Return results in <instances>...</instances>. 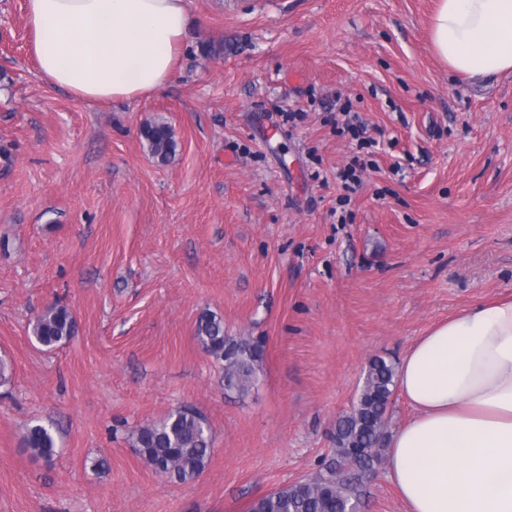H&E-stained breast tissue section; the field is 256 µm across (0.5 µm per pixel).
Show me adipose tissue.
Segmentation results:
<instances>
[{
    "mask_svg": "<svg viewBox=\"0 0 512 512\" xmlns=\"http://www.w3.org/2000/svg\"><path fill=\"white\" fill-rule=\"evenodd\" d=\"M39 71L88 103L144 98L175 70L188 0H26ZM431 38L471 79L512 71V0H438ZM396 382L412 416L387 475L407 512H512V298L477 305L418 337Z\"/></svg>",
    "mask_w": 512,
    "mask_h": 512,
    "instance_id": "ef3b65f1",
    "label": "adipose tissue"
}]
</instances>
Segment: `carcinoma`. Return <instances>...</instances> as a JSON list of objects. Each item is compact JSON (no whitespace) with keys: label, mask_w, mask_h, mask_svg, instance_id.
Here are the masks:
<instances>
[{"label":"carcinoma","mask_w":512,"mask_h":512,"mask_svg":"<svg viewBox=\"0 0 512 512\" xmlns=\"http://www.w3.org/2000/svg\"><path fill=\"white\" fill-rule=\"evenodd\" d=\"M142 137L160 162L175 156L174 131L168 124L149 123ZM74 331L71 312L57 302L31 326L34 340L48 350L68 341ZM195 338L206 353L223 362L224 389L247 395L264 360L263 338L224 335L223 318L212 312L199 316ZM394 375L393 364L383 358L370 360L356 404L336 420L333 460L310 479L256 498L250 512H345L351 504L360 505L364 481L380 462ZM211 438L206 419L189 407L178 408L160 422L143 425L132 433L133 446L148 466L180 482L203 474L211 456ZM24 445L35 459L50 460L56 453V440L48 425L28 426Z\"/></svg>","instance_id":"1"}]
</instances>
